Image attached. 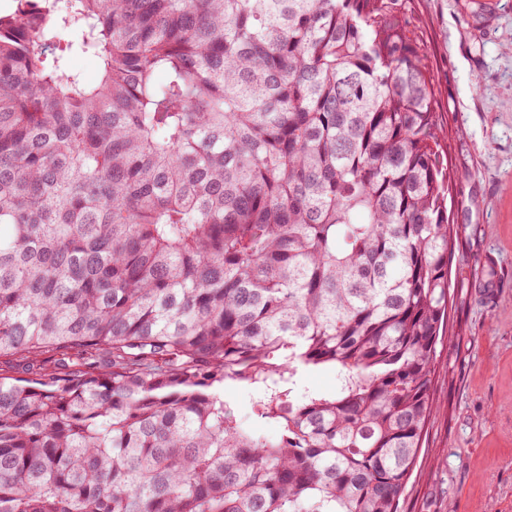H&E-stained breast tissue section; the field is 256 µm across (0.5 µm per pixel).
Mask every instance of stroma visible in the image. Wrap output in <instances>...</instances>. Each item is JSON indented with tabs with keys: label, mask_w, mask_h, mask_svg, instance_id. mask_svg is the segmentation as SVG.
<instances>
[{
	"label": "stroma",
	"mask_w": 512,
	"mask_h": 512,
	"mask_svg": "<svg viewBox=\"0 0 512 512\" xmlns=\"http://www.w3.org/2000/svg\"><path fill=\"white\" fill-rule=\"evenodd\" d=\"M458 201L436 410L401 512H512V0H404Z\"/></svg>",
	"instance_id": "1"
}]
</instances>
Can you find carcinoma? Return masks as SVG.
Wrapping results in <instances>:
<instances>
[{"mask_svg": "<svg viewBox=\"0 0 512 512\" xmlns=\"http://www.w3.org/2000/svg\"><path fill=\"white\" fill-rule=\"evenodd\" d=\"M401 7L0 15V512H401L455 201ZM67 62L70 67L78 72L88 82H94L99 76V68L97 62L90 56L80 52H72ZM302 386L323 393H331L336 389V373L331 368H322L304 374Z\"/></svg>", "mask_w": 512, "mask_h": 512, "instance_id": "obj_1", "label": "carcinoma"}]
</instances>
